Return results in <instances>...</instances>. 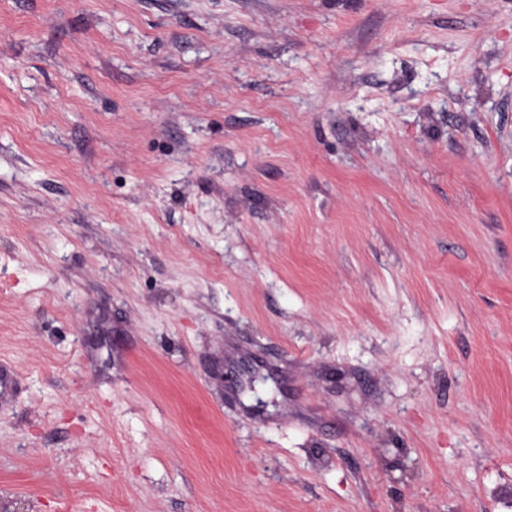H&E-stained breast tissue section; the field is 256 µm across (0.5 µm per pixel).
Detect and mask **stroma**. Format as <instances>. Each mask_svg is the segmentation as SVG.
<instances>
[{"label": "stroma", "instance_id": "35a3bbf8", "mask_svg": "<svg viewBox=\"0 0 512 512\" xmlns=\"http://www.w3.org/2000/svg\"><path fill=\"white\" fill-rule=\"evenodd\" d=\"M9 512H512V0H0Z\"/></svg>", "mask_w": 512, "mask_h": 512}]
</instances>
